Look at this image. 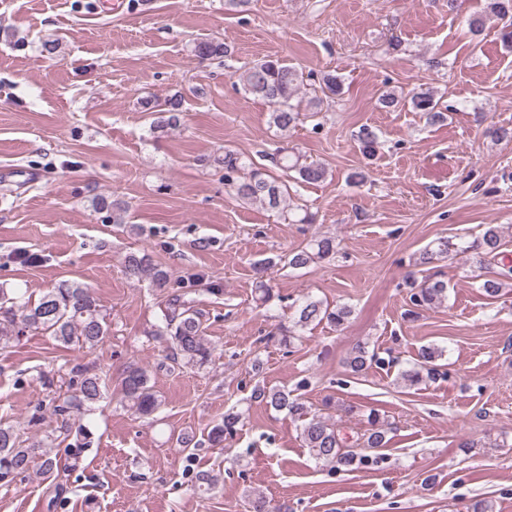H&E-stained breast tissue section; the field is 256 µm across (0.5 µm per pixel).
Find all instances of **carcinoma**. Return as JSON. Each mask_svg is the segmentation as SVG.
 I'll return each mask as SVG.
<instances>
[{
	"instance_id": "1",
	"label": "carcinoma",
	"mask_w": 512,
	"mask_h": 512,
	"mask_svg": "<svg viewBox=\"0 0 512 512\" xmlns=\"http://www.w3.org/2000/svg\"><path fill=\"white\" fill-rule=\"evenodd\" d=\"M512 23V0H485L483 11L466 18L470 32L481 34L489 16ZM192 52L202 60L220 58L228 53L224 42L215 38H202L193 43ZM244 94L266 101L272 107L269 123L286 134L301 120V101L295 100L301 85L303 73L296 67L275 57H263L243 68L238 75ZM321 95L309 101L312 112L322 111L324 101L332 100L342 93V81L336 75L327 73L319 81ZM386 108L408 106L414 112H422L427 119L435 122L443 119L439 99L429 89L415 91L408 96L386 94L381 98ZM147 111L155 113L153 129L160 130L174 126L179 122L181 100L173 96L164 103L143 101ZM224 167V184L230 186L238 199L246 205H256L266 210L280 211L286 208L289 196L288 186L279 177L267 173V170L249 162L245 156L232 150L224 151L217 158ZM277 165L285 172L295 173L296 182L316 183L326 179L327 168L317 162H301L299 156L286 148L278 150ZM251 167L249 176L241 179L238 174L245 167ZM501 247V236L497 228L488 226L481 239L467 244L454 243L448 239L438 241L436 248L424 251L419 264L433 262L437 257L453 253L474 252L479 258L496 257ZM336 251L335 240L330 237L315 238L306 246L288 255V266L303 268L315 259H325ZM271 258L255 263L258 275L256 290L259 300L269 301L273 289L264 279V273L275 266ZM126 274L134 278L146 277L152 287L164 296V326L152 332L154 336H164L168 341L167 359L176 367L202 368L211 362L212 353L207 346L203 333L202 310L190 305L183 294L168 291L169 274L160 266L154 265L145 254L131 252L125 257ZM413 315L417 310L432 308L448 297V282L437 276L418 281L413 273L405 276ZM293 328L303 330L312 324L326 322L332 326L345 325L352 315V308L345 304L334 307L320 299L310 296L293 302ZM35 330L52 337L64 345H78L93 348L102 342L107 332L106 314L91 289L76 283L63 281L47 289L37 301L26 297L20 288H0V339L9 340L25 330ZM443 350L435 346L420 349L417 363L409 369L400 371L399 379L409 387L417 386L424 380L442 376L441 364ZM398 362L396 357H382L375 350L364 345H356L346 358V366L351 374L359 375L369 367L392 366ZM71 377L63 403L55 406V412L66 416L71 411H89L92 406L105 398L108 383L107 376L93 372L87 367L70 370ZM121 391L128 408L136 415L146 418L154 414L161 406L158 394L150 385V376L146 369L130 366L122 374ZM254 398L266 403L276 411H285L291 417L304 420L301 436L312 455L331 465L338 471L350 472L358 469L369 460L368 452L387 446L388 428L380 421L379 414L370 410L368 421L370 428L355 440L341 434L338 427L320 416H308L306 406L290 391L280 388L258 386L253 390ZM241 415L231 411L224 419L215 424L208 434L213 446H224V439L237 431ZM54 435L46 436L42 443L44 450L27 448L22 445L17 429L6 421L0 420V481H7L14 474L24 471L35 456H40V471L44 476L53 474L58 466L57 458L47 449L54 447Z\"/></svg>"
}]
</instances>
